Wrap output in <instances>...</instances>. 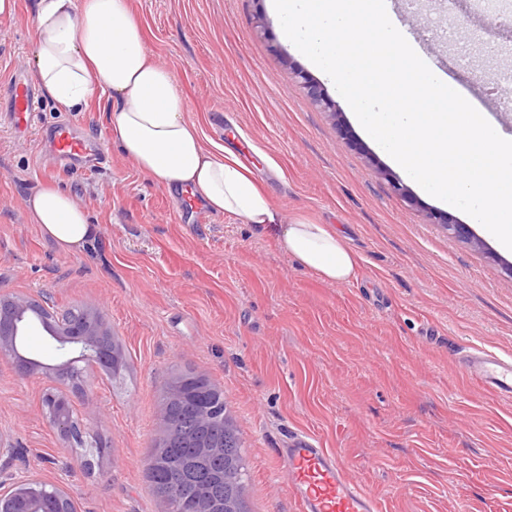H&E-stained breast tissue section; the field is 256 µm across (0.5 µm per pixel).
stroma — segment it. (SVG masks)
<instances>
[{"label":"stroma","instance_id":"1","mask_svg":"<svg viewBox=\"0 0 512 512\" xmlns=\"http://www.w3.org/2000/svg\"><path fill=\"white\" fill-rule=\"evenodd\" d=\"M398 23L492 121L512 135V87L489 92L485 52L512 67V0H437L468 15L455 46L426 17L392 0ZM152 55L171 67L206 147L235 152L285 216L334 225L359 257L355 277L331 284L299 267L270 234L206 209L186 210L121 155L102 113L58 112L48 98L26 127L0 112V296L48 298L54 309L98 312L126 369L83 376L104 421L75 408L112 444L100 457L50 425L45 393L71 390L66 356L41 326L19 340L31 373L0 358V436L18 450L0 475L62 485L77 512H157L145 463L159 436L164 383L200 371L221 387L242 433L251 512H301L275 453L293 434L338 452L381 512H512V402L459 367L466 348L512 354V264L434 223L442 208L411 188L397 195L389 162L366 140L324 74L258 28L267 0H131ZM31 0L0 23V95L30 75ZM317 81L332 117L303 88ZM70 122L102 145L105 164L76 172L39 129ZM51 182L76 196L98 233L65 250L21 204Z\"/></svg>","mask_w":512,"mask_h":512}]
</instances>
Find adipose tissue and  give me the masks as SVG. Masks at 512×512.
<instances>
[{
	"label": "adipose tissue",
	"instance_id": "obj_1",
	"mask_svg": "<svg viewBox=\"0 0 512 512\" xmlns=\"http://www.w3.org/2000/svg\"><path fill=\"white\" fill-rule=\"evenodd\" d=\"M31 19L29 63L58 111L97 104L122 155L157 185L272 232L283 253L325 282L351 280L358 256L335 228L284 221L231 150L204 146L174 71L152 56L130 0H33ZM22 206L65 249L84 248L97 234L83 204L58 187L33 190Z\"/></svg>",
	"mask_w": 512,
	"mask_h": 512
}]
</instances>
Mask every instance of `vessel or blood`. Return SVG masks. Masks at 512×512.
Masks as SVG:
<instances>
[{"mask_svg": "<svg viewBox=\"0 0 512 512\" xmlns=\"http://www.w3.org/2000/svg\"><path fill=\"white\" fill-rule=\"evenodd\" d=\"M38 93L20 77L10 81V114H32ZM44 136L54 147L56 159L70 169L97 168L105 161L102 147L88 148L85 141L71 133L66 122L43 128ZM461 368L482 388L499 399L512 401V357L476 349L466 355ZM278 457L288 479V493L301 512H379L377 500L368 495L349 477L340 455L322 448L304 436L290 437Z\"/></svg>", "mask_w": 512, "mask_h": 512, "instance_id": "obj_1", "label": "vessel or blood"}]
</instances>
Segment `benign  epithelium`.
Masks as SVG:
<instances>
[{
    "label": "benign epithelium",
    "instance_id": "obj_1",
    "mask_svg": "<svg viewBox=\"0 0 512 512\" xmlns=\"http://www.w3.org/2000/svg\"><path fill=\"white\" fill-rule=\"evenodd\" d=\"M297 76L313 100L331 115L337 114L335 102L324 89L312 83L301 72ZM39 302L32 297L16 295L0 297V356H7L17 365H22L23 358L17 357L16 341L25 329L26 316L37 310ZM49 333L59 343V349L67 348L78 352L65 363L66 374L70 376L72 386L82 399L89 415L100 419V412L93 397L86 388L82 372L75 363L85 361L101 368H109L119 357V351L112 343V332L107 329L94 312L84 309L79 314L76 324L61 318ZM195 393L192 384L185 379H171L164 387V401L159 412L163 436L153 448L152 462H162L167 450L183 436L182 427L170 420L169 408L175 403L185 401ZM45 407L48 410L50 424L65 439L81 445L86 434L84 425L72 415L68 399L49 394ZM194 447L203 458H224V439L204 436L198 439ZM21 499L25 503V512H47L43 483L29 475L11 477L9 482H0V512H15L14 503ZM191 512H234V508L224 500V494L205 495L194 504Z\"/></svg>",
    "mask_w": 512,
    "mask_h": 512
}]
</instances>
